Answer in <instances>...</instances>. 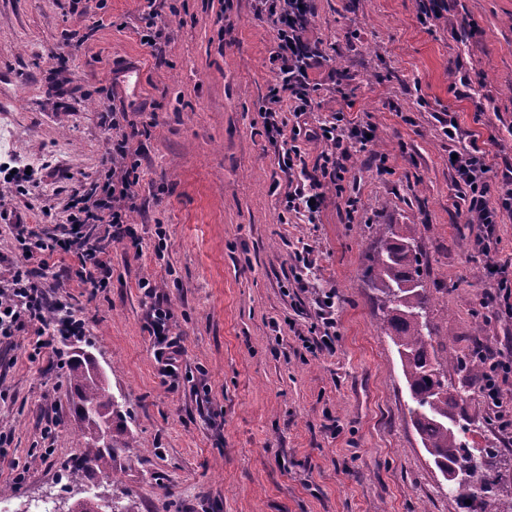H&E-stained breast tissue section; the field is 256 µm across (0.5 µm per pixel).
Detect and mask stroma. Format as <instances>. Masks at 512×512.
<instances>
[{"label":"stroma","instance_id":"stroma-1","mask_svg":"<svg viewBox=\"0 0 512 512\" xmlns=\"http://www.w3.org/2000/svg\"><path fill=\"white\" fill-rule=\"evenodd\" d=\"M422 0H311L304 36L319 51L313 116L367 121L376 137L327 189L316 223H281L287 173L259 109L275 75L274 32L253 0H157L159 49L142 44L146 0H0V163L29 172L33 195L0 212V279L23 263L18 225L63 213L95 177L111 135L102 102L149 131L138 148L135 243L105 241L112 277L96 298L74 259L54 256L40 281L85 332L33 356V328L0 340V512L48 501L59 512L111 480L66 481L86 440L58 358L89 351L132 446L121 489L136 512H464L426 453L412 398L381 329L363 268L378 224H413L438 328L466 353L475 322L487 346L512 322L485 304V260L473 253L448 167L443 121L455 117L488 152L512 162V0H449L435 23ZM133 76H126L128 67ZM469 84L472 98L452 88ZM386 156L389 169L373 164ZM311 265L295 272L294 250ZM149 281L167 295L182 356L162 383L147 330ZM335 291V352L300 334L318 296ZM478 448H512L476 395L463 405Z\"/></svg>","mask_w":512,"mask_h":512}]
</instances>
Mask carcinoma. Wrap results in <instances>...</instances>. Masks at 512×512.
Returning a JSON list of instances; mask_svg holds the SVG:
<instances>
[{
	"label": "carcinoma",
	"mask_w": 512,
	"mask_h": 512,
	"mask_svg": "<svg viewBox=\"0 0 512 512\" xmlns=\"http://www.w3.org/2000/svg\"><path fill=\"white\" fill-rule=\"evenodd\" d=\"M375 233L363 277L382 312L384 333L396 347L414 403L409 409L412 425L435 467L442 476H451L453 491L466 512H512V491L504 481V472L512 470V456L497 448H473L468 439L471 423L458 412L467 390H477L487 370L486 360L479 356L481 326H476L466 354L451 350L450 335H438L433 320L417 225L387 224ZM90 370V360L80 354L69 361L68 377L76 397L73 411L88 438L79 461L68 471L74 481L95 474L117 477L122 472V453L131 447L125 430L115 425L118 405ZM451 370L463 375V385L458 387L448 378ZM93 420L110 422L108 439L91 434ZM467 499L471 503H465Z\"/></svg>",
	"instance_id": "obj_1"
}]
</instances>
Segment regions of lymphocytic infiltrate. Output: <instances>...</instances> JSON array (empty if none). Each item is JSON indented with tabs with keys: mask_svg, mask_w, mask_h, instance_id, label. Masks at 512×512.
Instances as JSON below:
<instances>
[{
	"mask_svg": "<svg viewBox=\"0 0 512 512\" xmlns=\"http://www.w3.org/2000/svg\"><path fill=\"white\" fill-rule=\"evenodd\" d=\"M254 10L257 16L271 20L276 31V45L270 56L276 82L260 109L262 124L272 142L282 145L279 168L299 176L294 190L284 198L283 211L302 215L312 224L325 204L326 187L344 182L351 147L367 150L368 136L375 127L368 122H346L338 115L319 122L311 134L324 149L314 163H307L296 134L288 133L287 127L292 118L306 121L316 91L307 79V71L317 53L303 36L310 0H254ZM287 109L292 110V118L284 117ZM112 128L116 136L102 156L96 177L82 185L68 206L65 237L32 231L19 238L18 248L25 261L17 265L10 282L0 285V338L12 337L32 325L36 328L35 353L52 354L56 351L55 337L82 335L81 321L74 318L67 304L48 300L37 279L59 251L76 257L78 273L91 288L106 287L112 276L99 227L107 225L115 239L130 232L128 223L137 207L135 187L139 181L134 140L142 134L136 123L122 122L117 114L112 117ZM444 133L458 145L456 157L448 166L466 204V220L478 228L471 248L479 255L491 256L499 243L496 226L503 216L512 214V165L493 172L485 151L476 142L467 141L456 120H449ZM144 290L151 300L147 311L149 334L159 347V359L173 366L180 348L172 333L173 313L168 299L152 285H145ZM490 359L493 376L480 394L494 407L500 429L512 430V411L503 407L512 396V347L491 352Z\"/></svg>",
	"mask_w": 512,
	"mask_h": 512,
	"instance_id": "f902f5d3",
	"label": "lymphocytic infiltrate"
}]
</instances>
